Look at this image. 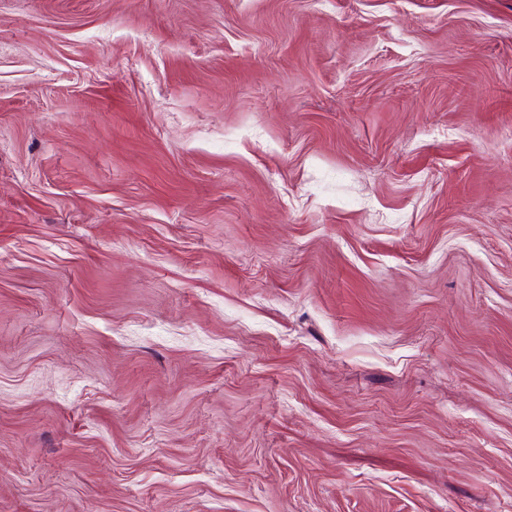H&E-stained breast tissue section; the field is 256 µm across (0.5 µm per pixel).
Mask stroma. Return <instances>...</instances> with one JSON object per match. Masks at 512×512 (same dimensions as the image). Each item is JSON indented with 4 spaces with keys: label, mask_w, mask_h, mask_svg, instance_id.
Segmentation results:
<instances>
[{
    "label": "stroma",
    "mask_w": 512,
    "mask_h": 512,
    "mask_svg": "<svg viewBox=\"0 0 512 512\" xmlns=\"http://www.w3.org/2000/svg\"><path fill=\"white\" fill-rule=\"evenodd\" d=\"M0 512H512V0H0Z\"/></svg>",
    "instance_id": "35a3bbf8"
}]
</instances>
